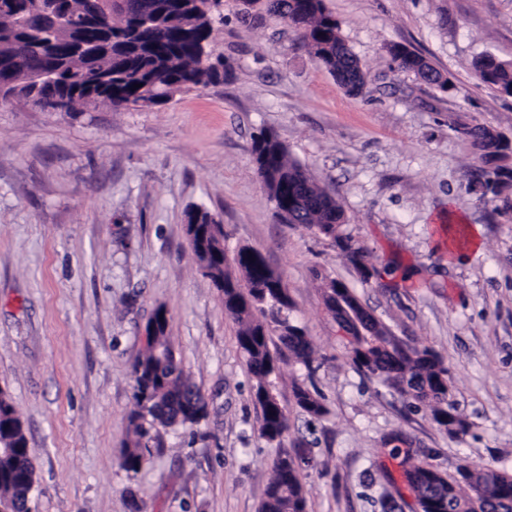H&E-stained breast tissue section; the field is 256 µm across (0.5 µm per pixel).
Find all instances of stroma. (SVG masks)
<instances>
[{
  "instance_id": "stroma-1",
  "label": "stroma",
  "mask_w": 512,
  "mask_h": 512,
  "mask_svg": "<svg viewBox=\"0 0 512 512\" xmlns=\"http://www.w3.org/2000/svg\"><path fill=\"white\" fill-rule=\"evenodd\" d=\"M324 6L368 76L361 96L289 26L244 21L242 0H223L219 83L138 111L0 101V388L27 432L38 512H258L272 459L298 447L316 460L301 474L308 512H419L404 478L417 465L512 474V213L475 188L512 169V153L480 157L453 129L512 138V97L480 85L473 67L483 56L512 63V0ZM393 43L449 77V90L393 71ZM263 128L334 192L370 280L330 240L278 220L250 155ZM193 204L219 216L228 250L253 248L282 275L313 344L314 376L280 363L291 425L282 444L259 435L238 326L189 249ZM317 270L406 345L443 359L466 435H448L427 403L356 369ZM160 307L208 417L160 429L133 473L121 465L131 369ZM302 383L322 417L295 406Z\"/></svg>"
}]
</instances>
